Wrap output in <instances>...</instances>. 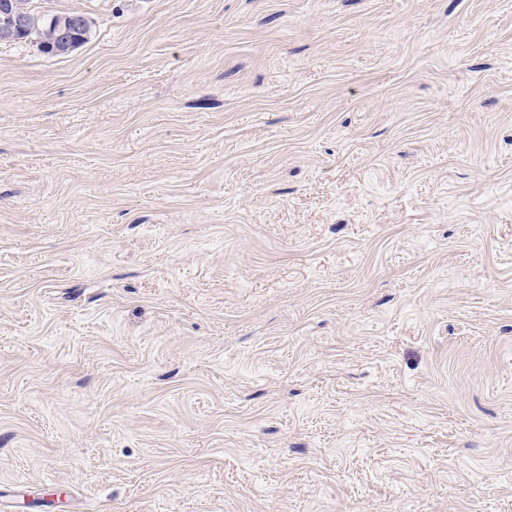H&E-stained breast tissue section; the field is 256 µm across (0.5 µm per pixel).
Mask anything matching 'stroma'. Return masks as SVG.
<instances>
[{
  "instance_id": "35a3bbf8",
  "label": "stroma",
  "mask_w": 512,
  "mask_h": 512,
  "mask_svg": "<svg viewBox=\"0 0 512 512\" xmlns=\"http://www.w3.org/2000/svg\"><path fill=\"white\" fill-rule=\"evenodd\" d=\"M31 7L0 512H512V0Z\"/></svg>"
}]
</instances>
